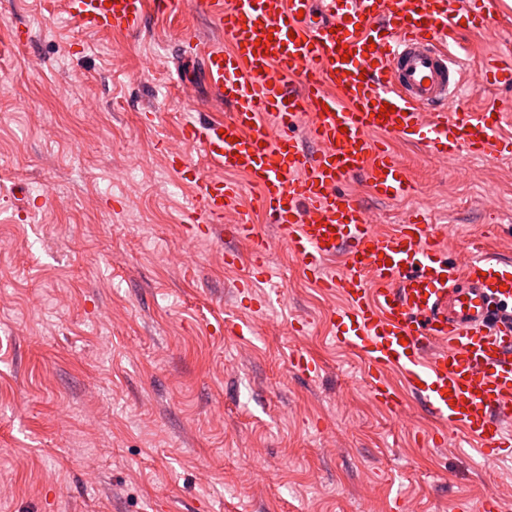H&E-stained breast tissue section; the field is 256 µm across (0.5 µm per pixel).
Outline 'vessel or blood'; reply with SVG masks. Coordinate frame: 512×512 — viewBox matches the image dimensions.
Here are the masks:
<instances>
[{
    "mask_svg": "<svg viewBox=\"0 0 512 512\" xmlns=\"http://www.w3.org/2000/svg\"><path fill=\"white\" fill-rule=\"evenodd\" d=\"M184 0H64L68 15L93 33L135 32L147 8L167 13ZM198 11L229 38L204 50L208 83L227 106L223 119L187 115L183 143L213 169L201 173L179 151L170 169L188 188L189 223L198 236L215 231L247 242L249 258L225 253L228 268L245 266L239 294L269 278L271 243L284 246L308 277L345 301L329 318L337 346L354 351L380 406L402 412L404 392L445 424L433 438L462 434L484 458L512 447L502 423L512 418V264L443 254L422 213L387 232L371 224L343 188L363 174L380 198L415 187L386 144L420 140L435 155L512 149L502 135L503 105L455 110L463 91L512 84V56L483 65L481 83H466L468 65L450 51L461 28L512 25L501 0H195ZM392 114L380 116L381 106ZM242 172L258 189L257 208L271 218L264 238L226 174ZM235 211L234 223L224 221ZM343 254L344 268L324 263Z\"/></svg>",
    "mask_w": 512,
    "mask_h": 512,
    "instance_id": "b4317fda",
    "label": "vessel or blood"
}]
</instances>
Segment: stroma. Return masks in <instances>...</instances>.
<instances>
[{"label":"stroma","mask_w":512,"mask_h":512,"mask_svg":"<svg viewBox=\"0 0 512 512\" xmlns=\"http://www.w3.org/2000/svg\"><path fill=\"white\" fill-rule=\"evenodd\" d=\"M18 27L28 41L0 55V512H478L489 491L512 512V452L488 465L434 447L414 402L402 417L377 405L326 332L341 296L284 246L268 257L282 297L255 311L228 240L186 233L190 195L165 155L187 113L225 112L185 38L221 41L206 16L152 11L137 34L104 35L63 0H0V36ZM461 45L478 62L512 34L466 29ZM393 149L414 195L345 185L377 229L421 211L452 226L441 245L463 264L489 225L512 260V152ZM227 317L254 336L227 335ZM297 352L318 377L291 367Z\"/></svg>","instance_id":"obj_1"}]
</instances>
